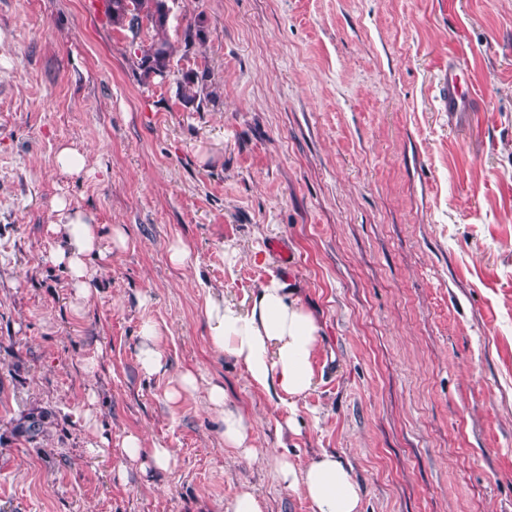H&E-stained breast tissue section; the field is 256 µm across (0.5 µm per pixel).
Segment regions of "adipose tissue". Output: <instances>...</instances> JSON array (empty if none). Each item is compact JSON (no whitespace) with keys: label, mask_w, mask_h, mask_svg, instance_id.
I'll return each instance as SVG.
<instances>
[{"label":"adipose tissue","mask_w":512,"mask_h":512,"mask_svg":"<svg viewBox=\"0 0 512 512\" xmlns=\"http://www.w3.org/2000/svg\"><path fill=\"white\" fill-rule=\"evenodd\" d=\"M57 220L51 230L61 243L51 254L54 263L68 272L76 296L87 299L94 291V273L88 261L102 255V235L97 224L65 200L55 205ZM204 315L212 348L233 357L246 369L251 381L292 403L314 386V364L319 350L320 326L314 314L292 296L277 279L253 291L248 310L217 297H208ZM211 409L221 421L225 447L249 451V423L237 408L228 406L222 387L208 394ZM174 458L170 448L145 447L141 437L126 435L121 442L119 476L129 470L167 468ZM276 472L285 486L299 492L312 512H361V493L351 470L335 454L322 453L300 463L287 455L276 458Z\"/></svg>","instance_id":"1"}]
</instances>
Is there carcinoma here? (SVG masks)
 Masks as SVG:
<instances>
[{
  "mask_svg": "<svg viewBox=\"0 0 512 512\" xmlns=\"http://www.w3.org/2000/svg\"><path fill=\"white\" fill-rule=\"evenodd\" d=\"M170 0H105V14L112 28L130 38L135 63L141 80L149 83L157 78L170 76L171 62L177 51L186 57L204 45L206 40L204 20L198 16L183 29L180 46L169 40L168 28L172 7ZM151 32L150 41L141 38L143 31ZM182 97L188 103L199 99L211 102L217 91L209 88L207 73L186 72L179 82Z\"/></svg>",
  "mask_w": 512,
  "mask_h": 512,
  "instance_id": "cac0c4a2",
  "label": "carcinoma"
}]
</instances>
